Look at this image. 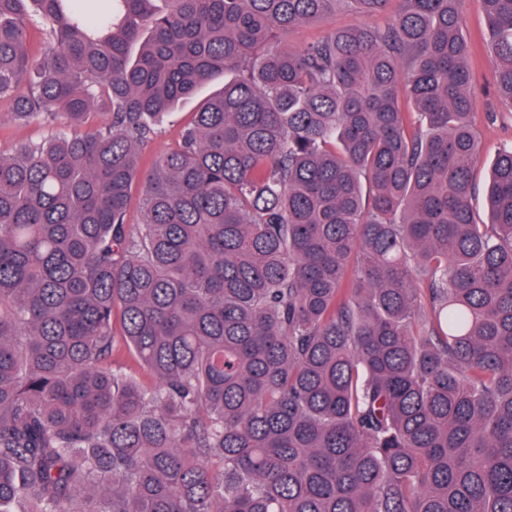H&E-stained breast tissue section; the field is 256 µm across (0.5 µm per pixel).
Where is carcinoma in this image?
<instances>
[{
  "instance_id": "1",
  "label": "carcinoma",
  "mask_w": 512,
  "mask_h": 512,
  "mask_svg": "<svg viewBox=\"0 0 512 512\" xmlns=\"http://www.w3.org/2000/svg\"><path fill=\"white\" fill-rule=\"evenodd\" d=\"M152 2L0 0L8 117L109 114L0 152V512H512V146L481 223L466 0L276 49L393 0ZM475 2L511 109L512 0ZM391 12L375 14L365 17H356L345 9L338 10L336 15L331 16L326 22L319 25L302 26L289 30L281 37L280 45L299 47L313 39L321 36L326 30L343 26L355 21H361L371 27H381L389 20ZM224 83L222 77L216 78L211 84L204 87L198 94L181 102L170 117L158 128L157 135L143 148L141 158L144 165L148 166L153 159L166 151L173 149L178 141L180 129L189 123L201 101L218 91ZM115 335L117 336V348L114 352L112 360L115 365H120L124 368H127L131 371H137L141 374V380L143 384L147 387H151L154 384V380L146 375L141 373V370L137 364L135 358L126 350L121 342L122 328L120 324V320L118 317L115 319Z\"/></svg>"
}]
</instances>
